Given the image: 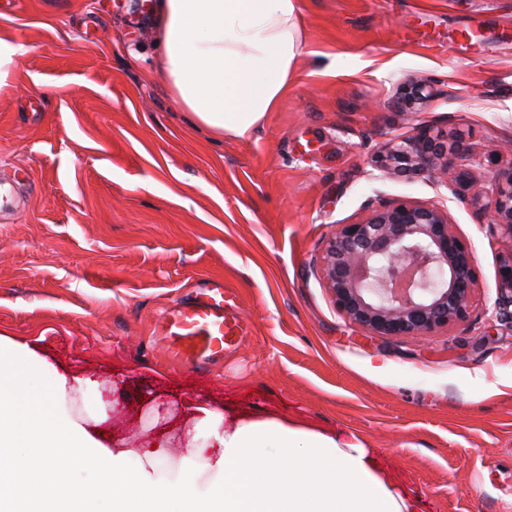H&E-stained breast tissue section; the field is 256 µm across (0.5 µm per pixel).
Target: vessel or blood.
Returning a JSON list of instances; mask_svg holds the SVG:
<instances>
[{
    "mask_svg": "<svg viewBox=\"0 0 512 512\" xmlns=\"http://www.w3.org/2000/svg\"><path fill=\"white\" fill-rule=\"evenodd\" d=\"M238 297L223 280H209L198 298L164 316L161 333L171 353L182 360H211L248 335L237 313Z\"/></svg>",
    "mask_w": 512,
    "mask_h": 512,
    "instance_id": "vessel-or-blood-1",
    "label": "vessel or blood"
}]
</instances>
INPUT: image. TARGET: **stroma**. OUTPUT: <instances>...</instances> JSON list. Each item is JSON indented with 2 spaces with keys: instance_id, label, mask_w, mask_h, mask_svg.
<instances>
[{
  "instance_id": "stroma-1",
  "label": "stroma",
  "mask_w": 512,
  "mask_h": 512,
  "mask_svg": "<svg viewBox=\"0 0 512 512\" xmlns=\"http://www.w3.org/2000/svg\"><path fill=\"white\" fill-rule=\"evenodd\" d=\"M152 0H16L23 44L0 92V336L106 389L100 432L176 440L185 404L275 411L361 438L422 512H512V326L474 198L512 164V0H302L304 54L246 140L216 142L173 100ZM415 75L439 94L390 103ZM426 123L497 145L469 183L382 174L375 156ZM447 209L478 286L435 335H364L336 308L321 258L369 205ZM239 296L250 332L222 357L175 358L158 331L206 280Z\"/></svg>"
}]
</instances>
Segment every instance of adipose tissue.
Segmentation results:
<instances>
[{
    "label": "adipose tissue",
    "instance_id": "obj_1",
    "mask_svg": "<svg viewBox=\"0 0 512 512\" xmlns=\"http://www.w3.org/2000/svg\"><path fill=\"white\" fill-rule=\"evenodd\" d=\"M152 22L173 97L218 141L261 126L303 54L301 0H154ZM99 393L0 338V512H419L353 434L198 401L173 466L166 442L107 444L104 412H72ZM76 469L97 478L75 483Z\"/></svg>",
    "mask_w": 512,
    "mask_h": 512
}]
</instances>
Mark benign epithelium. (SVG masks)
<instances>
[{
    "mask_svg": "<svg viewBox=\"0 0 512 512\" xmlns=\"http://www.w3.org/2000/svg\"><path fill=\"white\" fill-rule=\"evenodd\" d=\"M435 96L431 82L409 77L396 87L400 112H419ZM484 152L447 144L426 125L387 145L376 169L423 177L438 185L460 184L482 166ZM490 233L512 239V165L494 177ZM322 275L336 308L368 336L394 339L432 336L466 320L477 287L471 248L454 232L448 212L429 204L396 201L372 209L353 224H339L329 239ZM496 315L512 321V250L499 265Z\"/></svg>",
    "mask_w": 512,
    "mask_h": 512,
    "instance_id": "1",
    "label": "benign epithelium"
}]
</instances>
